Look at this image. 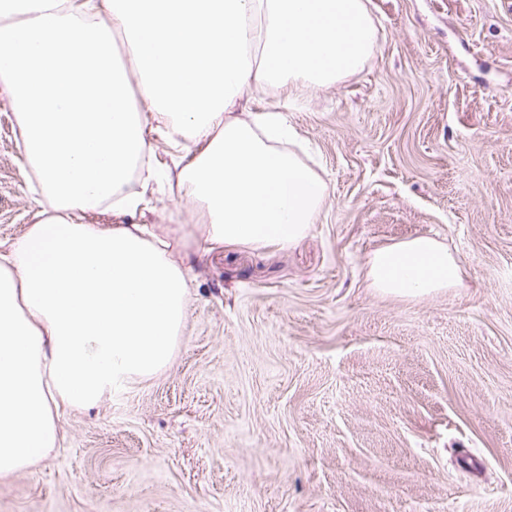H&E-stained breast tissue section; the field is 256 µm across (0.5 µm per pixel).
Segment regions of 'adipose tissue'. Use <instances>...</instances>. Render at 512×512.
Returning <instances> with one entry per match:
<instances>
[{
    "instance_id": "1",
    "label": "adipose tissue",
    "mask_w": 512,
    "mask_h": 512,
    "mask_svg": "<svg viewBox=\"0 0 512 512\" xmlns=\"http://www.w3.org/2000/svg\"><path fill=\"white\" fill-rule=\"evenodd\" d=\"M366 0H0V88L46 207L0 254V476L54 448L62 407L89 409L171 362L187 310L189 249L289 248L317 224L325 182L277 112H245L256 86L331 87L371 58ZM24 51H17V44ZM174 146L191 224L87 222L144 202L146 110ZM380 293L463 285L428 235L367 258Z\"/></svg>"
}]
</instances>
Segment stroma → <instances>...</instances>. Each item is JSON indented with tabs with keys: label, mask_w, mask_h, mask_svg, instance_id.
<instances>
[{
	"label": "stroma",
	"mask_w": 512,
	"mask_h": 512,
	"mask_svg": "<svg viewBox=\"0 0 512 512\" xmlns=\"http://www.w3.org/2000/svg\"><path fill=\"white\" fill-rule=\"evenodd\" d=\"M362 71L255 93L328 186L290 248L189 250L187 318L157 375L61 418L0 512H512V10L369 0ZM37 182L0 89V252ZM177 189L95 223L165 224ZM415 235L463 285L405 299L366 260Z\"/></svg>",
	"instance_id": "1"
}]
</instances>
